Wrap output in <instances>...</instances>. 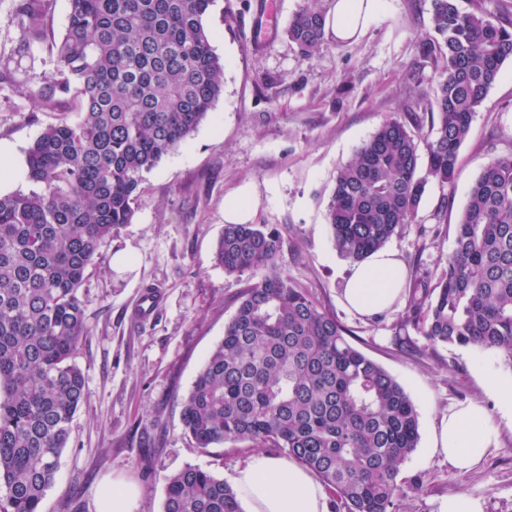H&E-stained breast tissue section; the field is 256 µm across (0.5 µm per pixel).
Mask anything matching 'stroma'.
Segmentation results:
<instances>
[{"label":"stroma","instance_id":"1","mask_svg":"<svg viewBox=\"0 0 512 512\" xmlns=\"http://www.w3.org/2000/svg\"><path fill=\"white\" fill-rule=\"evenodd\" d=\"M278 30L254 38L259 0H214L203 18L224 64V92L171 155L144 173L130 223L102 245L79 289L88 336L76 356L87 399L47 492L44 512H96L105 484L138 485L135 512H163L166 478L187 466L233 484L253 451L200 448L184 431L181 401L224 336L246 277L226 275L214 257L224 198L243 181L258 185V223L287 233L283 271L309 289L348 329L350 343L404 388L419 416V443L399 475L397 512H437L448 494L481 498L484 512H512V428L502 426L494 384L512 369L491 351L431 343L406 323V303L373 317L346 310L340 291L353 263L335 247L328 205L337 170L387 118L423 113L438 82L419 45L431 30V0H388L354 40L326 39L304 59L285 29L307 0H277ZM69 0H55L38 37L18 42L13 0H0V195L33 190L26 153L42 127L76 120L69 104L37 112L30 73L54 67L51 45L64 34ZM512 153V60L475 112L455 179L428 181L413 223L386 243L408 276L436 280L454 248L470 189L494 157ZM126 266L113 265L115 253ZM161 296L154 314H131L146 288ZM476 402L502 427L496 448L461 471L429 456L431 429L455 402Z\"/></svg>","mask_w":512,"mask_h":512}]
</instances>
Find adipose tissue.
I'll use <instances>...</instances> for the list:
<instances>
[{
    "instance_id": "1",
    "label": "adipose tissue",
    "mask_w": 512,
    "mask_h": 512,
    "mask_svg": "<svg viewBox=\"0 0 512 512\" xmlns=\"http://www.w3.org/2000/svg\"><path fill=\"white\" fill-rule=\"evenodd\" d=\"M388 0H333L326 14V34L345 42L356 38L385 11ZM260 194L253 182L238 185L224 199V221L254 223ZM406 276L394 251L380 249L353 265L341 290V301L355 313L372 317L392 308L400 299ZM499 428L477 403L449 408L433 430L431 453L447 458L460 470L476 467L496 447ZM246 512H330L323 483L294 460L263 452L251 456L235 477Z\"/></svg>"
}]
</instances>
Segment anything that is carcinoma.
I'll return each mask as SVG.
<instances>
[{
  "mask_svg": "<svg viewBox=\"0 0 512 512\" xmlns=\"http://www.w3.org/2000/svg\"><path fill=\"white\" fill-rule=\"evenodd\" d=\"M214 0H70L54 69L33 74L34 108L62 101L79 117L40 132L27 151L40 190L0 195V512H42L70 424L86 400L75 357L88 336L77 295L112 231L131 222L143 173L174 152L224 92V63L203 17ZM54 0H15L23 37L39 35ZM288 39L310 59L325 13H295ZM421 55L440 69L419 142L383 122L336 174L329 224L354 262L412 223L427 179L453 182L473 114L512 60V23L432 0ZM282 231L226 224L216 260L247 275L224 337L198 372L182 423L199 448L285 449L336 496L338 512H395L401 466L419 420L403 387L348 341L347 329L284 276ZM406 322L432 343L493 350L512 368V154L473 183L438 281H410ZM163 512H243L201 467L166 478Z\"/></svg>",
  "mask_w": 512,
  "mask_h": 512,
  "instance_id": "1",
  "label": "carcinoma"
}]
</instances>
